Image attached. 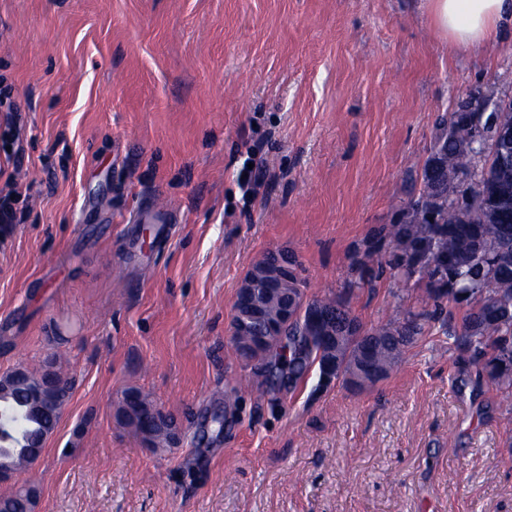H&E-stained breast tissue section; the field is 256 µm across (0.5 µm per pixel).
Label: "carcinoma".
Masks as SVG:
<instances>
[{
	"instance_id": "obj_1",
	"label": "carcinoma",
	"mask_w": 512,
	"mask_h": 512,
	"mask_svg": "<svg viewBox=\"0 0 512 512\" xmlns=\"http://www.w3.org/2000/svg\"><path fill=\"white\" fill-rule=\"evenodd\" d=\"M476 122L491 140L498 128L512 125V111L485 118L468 104L451 117H437L418 194L402 206L397 223L374 228L358 244L341 291L306 298L292 255L286 279L263 277V269L284 254L256 262L245 279L259 281L262 291L253 297L240 290L234 304L236 351L252 359L280 348L283 354L266 363L272 375L298 381L315 368L329 383L361 388L389 375L446 300L463 309L460 322L448 327V338L470 352L478 377L512 396V170L488 177V157L462 148L463 134ZM386 267L421 287V294L394 320L366 329L351 299L374 287ZM72 388L54 361L0 376V408L11 410L17 421L14 433L0 436L11 472L41 456ZM38 393L44 400L35 412ZM118 417L153 449L165 446L175 429L174 418L136 389L123 394ZM37 497L35 487L12 491L0 496V512H33Z\"/></svg>"
}]
</instances>
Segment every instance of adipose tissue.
Wrapping results in <instances>:
<instances>
[{"mask_svg": "<svg viewBox=\"0 0 512 512\" xmlns=\"http://www.w3.org/2000/svg\"><path fill=\"white\" fill-rule=\"evenodd\" d=\"M429 25L456 49L481 50L512 22V0H424Z\"/></svg>", "mask_w": 512, "mask_h": 512, "instance_id": "adipose-tissue-1", "label": "adipose tissue"}]
</instances>
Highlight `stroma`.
<instances>
[{
    "instance_id": "1",
    "label": "stroma",
    "mask_w": 512,
    "mask_h": 512,
    "mask_svg": "<svg viewBox=\"0 0 512 512\" xmlns=\"http://www.w3.org/2000/svg\"><path fill=\"white\" fill-rule=\"evenodd\" d=\"M0 78L36 192L0 242V375L54 355L73 380L0 495L35 484V512H512V398L442 322L363 390L271 383L232 343L257 261L288 252L307 297L339 290L418 189L437 115L512 100V26L473 52L421 0H0ZM250 148L266 176L248 201ZM152 200L184 220L146 250L122 218ZM415 296L387 275L352 308L375 328ZM129 388L174 416L175 447L119 423Z\"/></svg>"
}]
</instances>
